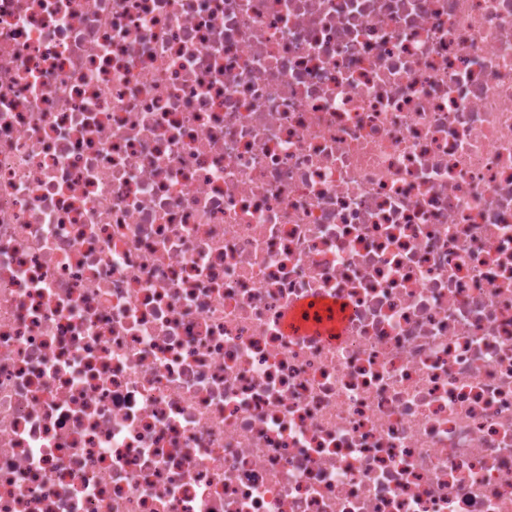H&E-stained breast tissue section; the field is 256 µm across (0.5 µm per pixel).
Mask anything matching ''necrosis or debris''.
<instances>
[{
    "label": "necrosis or debris",
    "mask_w": 512,
    "mask_h": 512,
    "mask_svg": "<svg viewBox=\"0 0 512 512\" xmlns=\"http://www.w3.org/2000/svg\"><path fill=\"white\" fill-rule=\"evenodd\" d=\"M0 512H512V0H0Z\"/></svg>",
    "instance_id": "1"
}]
</instances>
